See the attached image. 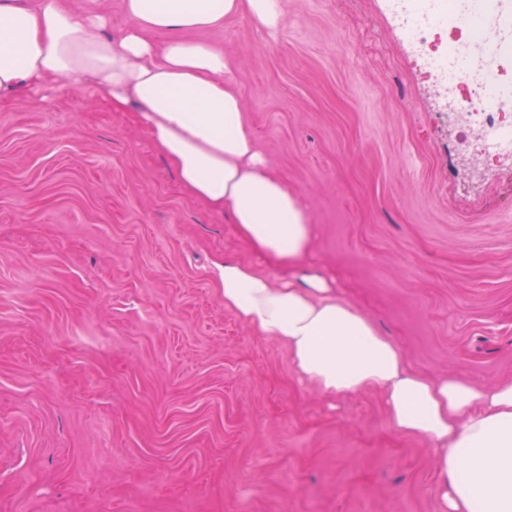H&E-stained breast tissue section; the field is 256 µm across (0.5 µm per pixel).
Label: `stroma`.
I'll use <instances>...</instances> for the list:
<instances>
[{"mask_svg":"<svg viewBox=\"0 0 512 512\" xmlns=\"http://www.w3.org/2000/svg\"><path fill=\"white\" fill-rule=\"evenodd\" d=\"M193 32L313 224V270L433 378L512 380V183L473 191L385 0H282ZM0 105V512H441L431 450L329 397L224 308L287 270L93 88Z\"/></svg>","mask_w":512,"mask_h":512,"instance_id":"obj_1","label":"stroma"}]
</instances>
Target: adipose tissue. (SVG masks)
Masks as SVG:
<instances>
[{
    "mask_svg": "<svg viewBox=\"0 0 512 512\" xmlns=\"http://www.w3.org/2000/svg\"><path fill=\"white\" fill-rule=\"evenodd\" d=\"M123 8L125 26L109 35L106 17L74 12L67 0H0V103L61 80L93 87L114 110L137 107L190 195L229 211L257 253L300 267L310 256V216L268 171L227 56L185 37L242 14L278 28L280 0H124ZM154 31L174 37L160 48ZM214 277L225 308L286 343L295 372L323 394L382 392L393 429L430 445L429 491L442 512H512V382L484 388L414 371L372 319L319 277L278 285L229 258Z\"/></svg>",
    "mask_w": 512,
    "mask_h": 512,
    "instance_id": "obj_1",
    "label": "adipose tissue"
}]
</instances>
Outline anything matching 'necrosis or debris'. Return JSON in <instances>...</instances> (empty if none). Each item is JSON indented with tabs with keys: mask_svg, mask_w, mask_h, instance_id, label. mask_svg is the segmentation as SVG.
<instances>
[{
	"mask_svg": "<svg viewBox=\"0 0 512 512\" xmlns=\"http://www.w3.org/2000/svg\"><path fill=\"white\" fill-rule=\"evenodd\" d=\"M497 0H439L435 16L421 14L417 0H389L394 28L414 49V64L437 82L438 107L461 130L458 160L464 176L481 186L490 172L512 180V62L485 26Z\"/></svg>",
	"mask_w": 512,
	"mask_h": 512,
	"instance_id": "obj_1",
	"label": "necrosis or debris"
}]
</instances>
